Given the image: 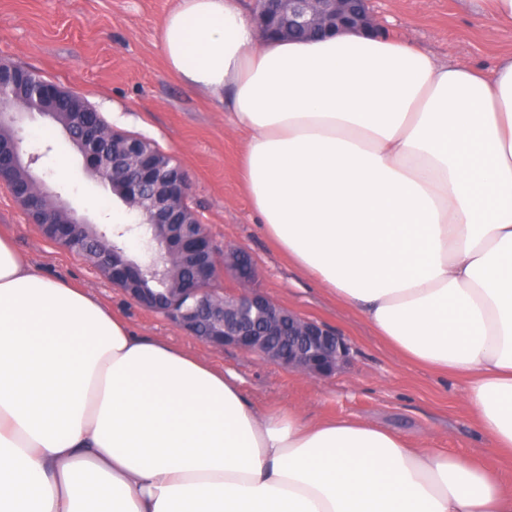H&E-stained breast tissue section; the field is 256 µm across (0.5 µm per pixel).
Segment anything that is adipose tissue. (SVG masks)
<instances>
[{
	"instance_id": "adipose-tissue-1",
	"label": "adipose tissue",
	"mask_w": 512,
	"mask_h": 512,
	"mask_svg": "<svg viewBox=\"0 0 512 512\" xmlns=\"http://www.w3.org/2000/svg\"><path fill=\"white\" fill-rule=\"evenodd\" d=\"M161 46L241 132L277 249L401 358L463 379L512 456V54L484 73L408 40L263 41L241 0H178ZM0 512H512V491L367 423L261 412L0 232Z\"/></svg>"
}]
</instances>
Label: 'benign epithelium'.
Wrapping results in <instances>:
<instances>
[{"label":"benign epithelium","mask_w":512,"mask_h":512,"mask_svg":"<svg viewBox=\"0 0 512 512\" xmlns=\"http://www.w3.org/2000/svg\"><path fill=\"white\" fill-rule=\"evenodd\" d=\"M371 3L278 0L266 34L290 40L343 31L389 34L387 27L375 19ZM22 89L36 98L41 115H67V136L81 140L87 169L105 185L122 181L128 206L154 228L158 237L177 240L173 262L183 278L173 290L157 288L149 292L140 288L126 272L110 266L107 250L89 255L87 262L99 271L105 270L132 302L175 322L209 347L236 348L289 370L330 377L349 361L350 346L344 336L280 305L256 286V263L247 253L235 256L230 250L224 251V271L230 274L232 286L222 289L220 297L211 294L208 283L217 279L218 262L202 224L185 220V213L194 209L189 202V177L180 165L169 163L159 151L143 145L140 137L120 145L119 139L106 131L96 109L76 108L69 91L47 80L32 84L29 69L1 63L0 93ZM20 162L18 143L9 147L0 143V184L9 187L43 237L74 251L80 228L63 233L55 223V205L62 203L60 195L41 179H16Z\"/></svg>","instance_id":"7a95c632"}]
</instances>
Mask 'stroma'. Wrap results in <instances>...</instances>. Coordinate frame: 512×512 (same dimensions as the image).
<instances>
[{"instance_id": "1", "label": "stroma", "mask_w": 512, "mask_h": 512, "mask_svg": "<svg viewBox=\"0 0 512 512\" xmlns=\"http://www.w3.org/2000/svg\"><path fill=\"white\" fill-rule=\"evenodd\" d=\"M177 0H0V60L40 71L46 80L95 107L115 129L156 141L186 170L190 199L217 249H242L256 260L258 283L275 301L340 331L352 360L327 379L266 363L233 349L216 350L130 301L82 258L44 239L7 186L0 184V229L46 276L93 293L136 333L168 339L211 364L236 371L247 396L265 411L291 405L311 419L352 416L409 439L479 459L512 489V461L475 430L464 383L399 357L369 323L314 280L302 276L264 234L239 176L241 137L217 101L188 87L165 62L160 28ZM392 36L444 63L489 71L512 53V31L472 14L464 0H373ZM48 120L33 115L21 147L37 155L34 173L79 214L111 230L112 216L87 208L105 186L64 137L35 140ZM68 170L56 177L59 157Z\"/></svg>"}]
</instances>
